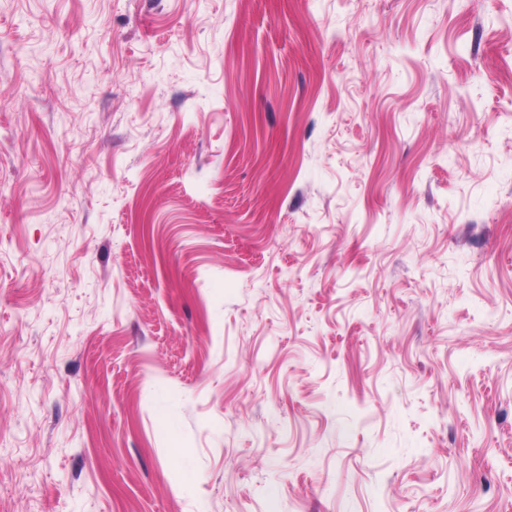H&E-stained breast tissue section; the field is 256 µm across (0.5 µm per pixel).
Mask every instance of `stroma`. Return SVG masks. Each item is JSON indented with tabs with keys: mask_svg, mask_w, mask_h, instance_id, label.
Returning a JSON list of instances; mask_svg holds the SVG:
<instances>
[{
	"mask_svg": "<svg viewBox=\"0 0 512 512\" xmlns=\"http://www.w3.org/2000/svg\"><path fill=\"white\" fill-rule=\"evenodd\" d=\"M0 512H512V0H0Z\"/></svg>",
	"mask_w": 512,
	"mask_h": 512,
	"instance_id": "35a3bbf8",
	"label": "stroma"
}]
</instances>
